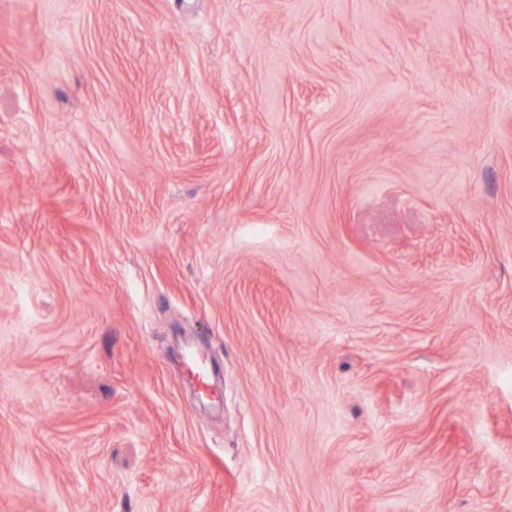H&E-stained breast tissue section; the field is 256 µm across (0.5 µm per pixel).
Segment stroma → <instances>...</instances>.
<instances>
[{"instance_id": "stroma-1", "label": "stroma", "mask_w": 512, "mask_h": 512, "mask_svg": "<svg viewBox=\"0 0 512 512\" xmlns=\"http://www.w3.org/2000/svg\"><path fill=\"white\" fill-rule=\"evenodd\" d=\"M0 512H512V0H0Z\"/></svg>"}]
</instances>
